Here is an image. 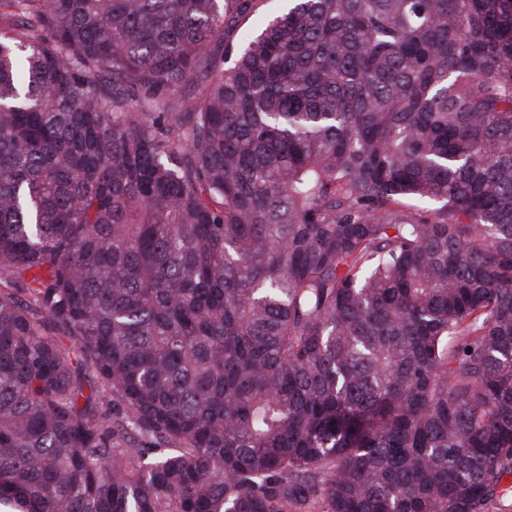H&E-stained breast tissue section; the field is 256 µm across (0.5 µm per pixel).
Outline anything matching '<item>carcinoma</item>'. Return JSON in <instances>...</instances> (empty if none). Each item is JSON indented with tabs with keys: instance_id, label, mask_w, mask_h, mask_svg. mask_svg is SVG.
<instances>
[{
	"instance_id": "obj_1",
	"label": "carcinoma",
	"mask_w": 512,
	"mask_h": 512,
	"mask_svg": "<svg viewBox=\"0 0 512 512\" xmlns=\"http://www.w3.org/2000/svg\"><path fill=\"white\" fill-rule=\"evenodd\" d=\"M258 3L0 0V505L512 497V0ZM286 6L287 2L282 0H261L256 12L249 16L242 29L239 32H235L230 40L239 49L248 38V35L256 30L267 16L283 11Z\"/></svg>"
}]
</instances>
